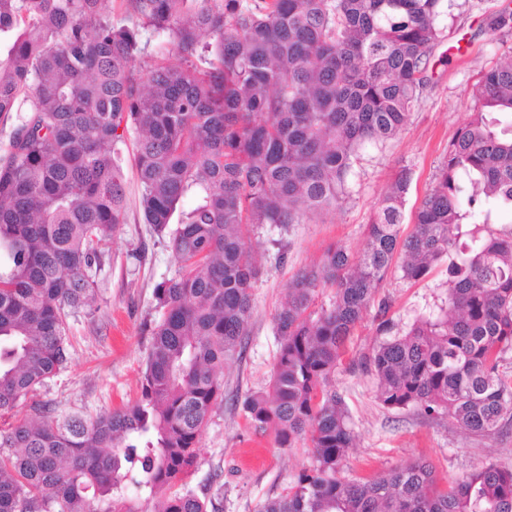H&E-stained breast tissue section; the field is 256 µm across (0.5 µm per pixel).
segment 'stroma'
<instances>
[{
	"instance_id": "obj_1",
	"label": "stroma",
	"mask_w": 512,
	"mask_h": 512,
	"mask_svg": "<svg viewBox=\"0 0 512 512\" xmlns=\"http://www.w3.org/2000/svg\"><path fill=\"white\" fill-rule=\"evenodd\" d=\"M512 0H452L443 23L446 37L437 52L444 58L421 94L413 113L392 139L362 148L347 179L348 197L326 215L288 230L263 228L250 234L264 274L254 290L246 350L224 370V402L214 410L199 440V459L190 486L210 485L219 512H257L266 498L289 489L311 463L306 445L277 447L271 436L247 424L241 402L267 386L277 341L274 316L295 274L318 261L333 243L360 252L364 226L392 175L411 173L408 205L431 188L448 145L475 107L471 86L481 71L512 58V29L493 31L487 17ZM126 174V222L105 247L98 275L99 296L93 309L70 322L71 360L38 392L57 413H96L135 399L150 348L149 325L156 319L154 288L174 276L167 241L144 224L140 208L134 144L121 147ZM285 263H276L278 252ZM446 265L415 283L388 278L380 297L399 328L436 311L447 298ZM376 311L368 309L350 336L332 384L350 414L355 446L343 474L366 479L414 459L430 461L441 482L460 479L494 460L512 466V425L491 438L463 433L451 422L423 418L414 410H390L377 398L374 378L358 360L379 340Z\"/></svg>"
}]
</instances>
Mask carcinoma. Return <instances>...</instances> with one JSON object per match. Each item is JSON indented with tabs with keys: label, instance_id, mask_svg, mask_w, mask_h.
I'll list each match as a JSON object with an SVG mask.
<instances>
[{
	"label": "carcinoma",
	"instance_id": "carcinoma-1",
	"mask_svg": "<svg viewBox=\"0 0 512 512\" xmlns=\"http://www.w3.org/2000/svg\"><path fill=\"white\" fill-rule=\"evenodd\" d=\"M447 0H0V512H216L189 488L199 437L224 402L262 271L249 229L286 230L336 209L353 158L396 136L432 73ZM175 57L137 69L150 37ZM210 35L213 41L204 43ZM475 110L402 234L410 172H397L352 253L328 246L296 274L275 318L268 385L245 396L254 431L308 444L312 464L257 512H512V468L487 461L455 484L409 462L341 476L353 448L330 387L347 336L396 271L448 259V296L407 329L379 322L362 357L389 409L446 417L491 438L512 423V60L481 73ZM137 144L144 223L169 235L178 272L132 404L54 415L33 399L70 359V318L93 307L103 245L125 223L119 145ZM188 193L197 205L176 227ZM328 306L315 307L323 289ZM146 494V508L127 495Z\"/></svg>",
	"mask_w": 512,
	"mask_h": 512
}]
</instances>
